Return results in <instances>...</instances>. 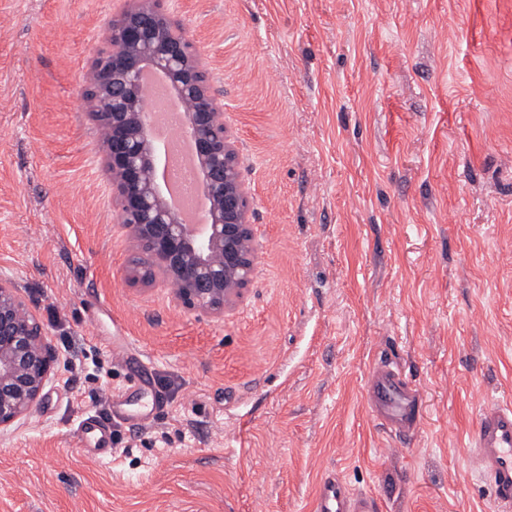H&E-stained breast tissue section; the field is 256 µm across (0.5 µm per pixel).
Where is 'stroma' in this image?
<instances>
[{
  "mask_svg": "<svg viewBox=\"0 0 512 512\" xmlns=\"http://www.w3.org/2000/svg\"><path fill=\"white\" fill-rule=\"evenodd\" d=\"M132 0H0V277L57 353L0 434V512H500L468 442L512 397V0H164L201 50L260 243L216 319L130 279L83 76ZM418 390L413 435L370 367ZM164 404L93 460L76 423ZM372 413L399 432L413 428L415 390L389 364H378L368 374ZM373 498L351 491L336 473L323 476L315 512H376Z\"/></svg>",
  "mask_w": 512,
  "mask_h": 512,
  "instance_id": "obj_1",
  "label": "stroma"
}]
</instances>
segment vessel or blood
Wrapping results in <instances>:
<instances>
[{"label": "vessel or blood", "instance_id": "1", "mask_svg": "<svg viewBox=\"0 0 512 512\" xmlns=\"http://www.w3.org/2000/svg\"><path fill=\"white\" fill-rule=\"evenodd\" d=\"M368 396L373 414L395 430L414 426L415 390L398 371L378 364L368 374ZM92 457L112 454L111 425L96 415H87L76 427ZM482 477L490 485L496 500L512 505V401L496 400L484 408L471 437ZM315 512H377L376 502L363 493L351 491L334 473L323 476Z\"/></svg>", "mask_w": 512, "mask_h": 512}]
</instances>
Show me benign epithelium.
Returning a JSON list of instances; mask_svg holds the SVG:
<instances>
[{
  "label": "benign epithelium",
  "instance_id": "obj_1",
  "mask_svg": "<svg viewBox=\"0 0 512 512\" xmlns=\"http://www.w3.org/2000/svg\"><path fill=\"white\" fill-rule=\"evenodd\" d=\"M162 2L139 0L113 21L110 45L86 73L80 103L95 121L120 199L115 223L136 243L127 268L147 284L172 285L185 308L221 319L242 298L258 259L250 198L203 58ZM147 70L167 80L195 142L208 202L199 234L180 220L156 175L161 158L146 130ZM55 360L31 304L14 281L0 277V431L38 404Z\"/></svg>",
  "mask_w": 512,
  "mask_h": 512
}]
</instances>
